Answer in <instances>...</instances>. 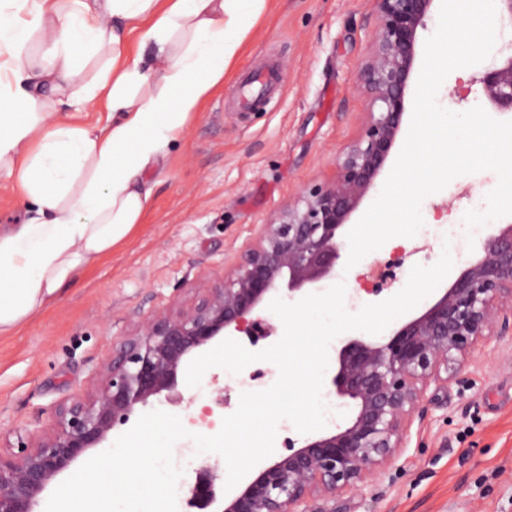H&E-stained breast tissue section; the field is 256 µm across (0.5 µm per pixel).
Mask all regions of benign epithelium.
Here are the masks:
<instances>
[{
    "mask_svg": "<svg viewBox=\"0 0 512 512\" xmlns=\"http://www.w3.org/2000/svg\"><path fill=\"white\" fill-rule=\"evenodd\" d=\"M434 0H376V33L357 88L370 101L359 138L339 151L336 177L285 206L244 248L219 283H201L187 308L153 314L105 360L90 390L58 405L47 433L0 449V512H37L52 482L160 396L173 400L179 373L219 336L257 345L271 331L259 316L277 292L288 299L335 277L343 233L374 185L401 131L406 94ZM489 102L512 112V55L480 78ZM512 336V224L486 237L481 256L419 316L384 341L347 338L331 383L355 414L347 426L310 437L264 467L220 512H311L314 500L362 489L399 455L429 384L448 388L486 340ZM216 468L203 465L189 504L216 502Z\"/></svg>",
    "mask_w": 512,
    "mask_h": 512,
    "instance_id": "7a95c632",
    "label": "benign epithelium"
}]
</instances>
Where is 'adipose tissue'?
<instances>
[{"label": "adipose tissue", "mask_w": 512, "mask_h": 512, "mask_svg": "<svg viewBox=\"0 0 512 512\" xmlns=\"http://www.w3.org/2000/svg\"><path fill=\"white\" fill-rule=\"evenodd\" d=\"M269 2L0 0V179L31 211L0 227L1 336L141 222L147 173L164 168ZM92 102L111 120L72 121Z\"/></svg>", "instance_id": "adipose-tissue-1"}]
</instances>
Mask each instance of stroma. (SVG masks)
<instances>
[{"instance_id": "35a3bbf8", "label": "stroma", "mask_w": 512, "mask_h": 512, "mask_svg": "<svg viewBox=\"0 0 512 512\" xmlns=\"http://www.w3.org/2000/svg\"><path fill=\"white\" fill-rule=\"evenodd\" d=\"M375 0H273L248 33L224 83L172 146L141 224L100 263L60 289L56 302L0 336V442L49 431L54 409L84 394L102 363L147 316L190 302L203 279L227 275L265 224L307 188L331 181L336 154L362 131L368 98L355 80L374 41ZM507 55L452 71L438 92L455 112L488 101L481 75ZM271 77L269 104L251 112L247 74ZM497 184L463 175L425 198L424 222H461ZM421 238L400 237L352 269H337L357 312L397 294L421 264ZM447 389L429 386L387 471L336 512H512V341L489 339ZM161 409L184 427L217 433L238 407L240 379L212 368Z\"/></svg>"}]
</instances>
